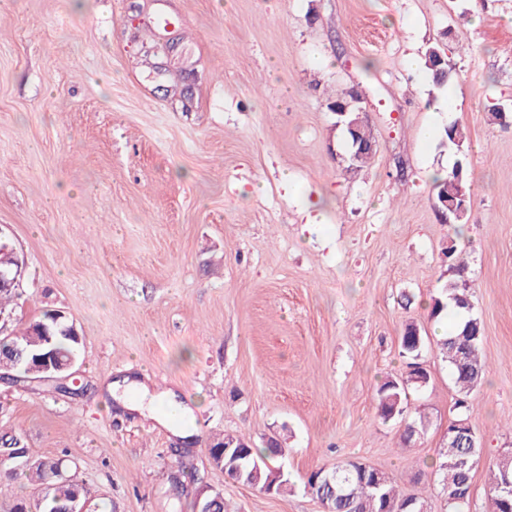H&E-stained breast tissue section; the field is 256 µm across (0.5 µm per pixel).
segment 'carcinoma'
<instances>
[{"mask_svg": "<svg viewBox=\"0 0 512 512\" xmlns=\"http://www.w3.org/2000/svg\"><path fill=\"white\" fill-rule=\"evenodd\" d=\"M468 178V168L464 152H458V157L452 169L442 178H435L436 196H441L447 185L457 175ZM457 279L448 283L440 295L433 299L431 316L439 318L448 313V305L465 313L463 321L448 335L437 340V349L441 358L448 362L454 378L458 398L454 403L455 420L470 418L469 392L474 384L480 382L485 369L481 359V344L483 337H478L474 344H468L464 337L467 323L470 298L467 294L463 262L455 265ZM66 319L58 317V311L47 310L36 320L21 328H14L7 336H0V360L10 364L11 369L21 376H40L39 361L35 354L42 348V342L52 339L51 346L56 350L57 363L64 364L74 358L81 359V341L75 336H64L60 329ZM414 324L405 325L400 336V356L408 360V366H420V358L425 347L424 337L409 334ZM468 345V356L460 363L456 359L457 351L453 349L452 341ZM429 381V373L422 369L418 378L387 380L377 390V413L383 421L394 418V409H402L407 405V389L410 386L422 388ZM243 448H233L231 452L238 453L237 462L242 466V473L228 471V475L243 485H252L256 479H261L259 486L277 467L270 463V458L280 453L278 444L273 443L267 452L251 446V442L241 439ZM470 449L462 443L450 445L441 449L439 472L443 494L450 500L448 512H470L471 497L459 500L458 491L472 486L474 472L469 467H461L458 462L469 457ZM490 479L489 512H512V496L502 492L501 485L505 479L512 478V459L496 458L488 467ZM20 474L31 481L37 482L40 499L35 504L36 512H71L75 504H83L86 500L85 487L75 475H68L59 468V462L53 460L29 461L20 470ZM307 486L317 499L328 498L332 501L334 512H412L415 504L425 503V499L415 495H403L399 492L394 478L378 469L369 468L363 476L349 462L339 463L332 469H318L312 472L307 480Z\"/></svg>", "mask_w": 512, "mask_h": 512, "instance_id": "cac0c4a2", "label": "carcinoma"}]
</instances>
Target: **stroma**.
<instances>
[{
	"label": "stroma",
	"instance_id": "35a3bbf8",
	"mask_svg": "<svg viewBox=\"0 0 512 512\" xmlns=\"http://www.w3.org/2000/svg\"><path fill=\"white\" fill-rule=\"evenodd\" d=\"M443 53L456 101L426 53ZM353 89L375 136L351 172L329 99ZM504 113L487 120L491 107ZM467 131L471 204L443 222L442 130ZM0 230L23 253L14 316L60 310L70 377L0 381V429L76 472L88 512H320L310 473L357 460L446 512L431 462L457 398L428 303L467 266L485 374L470 392L489 464L512 448V0H0ZM428 344L430 417L404 446L376 389ZM131 377L190 415L128 411ZM283 442L281 495L229 480L217 434ZM416 326L414 323H407L400 336V356L409 360L408 367H420V358L425 347L424 337L419 332V339L416 336L407 334L410 328Z\"/></svg>",
	"mask_w": 512,
	"mask_h": 512
}]
</instances>
